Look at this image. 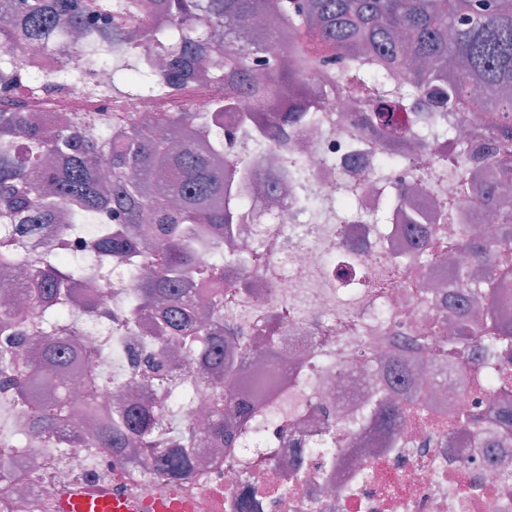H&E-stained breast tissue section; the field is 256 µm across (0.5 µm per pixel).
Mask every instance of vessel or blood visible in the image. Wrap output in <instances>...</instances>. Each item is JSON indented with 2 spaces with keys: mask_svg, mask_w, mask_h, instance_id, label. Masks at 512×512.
Instances as JSON below:
<instances>
[{
  "mask_svg": "<svg viewBox=\"0 0 512 512\" xmlns=\"http://www.w3.org/2000/svg\"><path fill=\"white\" fill-rule=\"evenodd\" d=\"M193 501L181 490L146 498L127 491L79 487L60 496L56 512H194Z\"/></svg>",
  "mask_w": 512,
  "mask_h": 512,
  "instance_id": "b4317fda",
  "label": "vessel or blood"
}]
</instances>
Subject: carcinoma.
<instances>
[{
    "instance_id": "cac0c4a2",
    "label": "carcinoma",
    "mask_w": 512,
    "mask_h": 512,
    "mask_svg": "<svg viewBox=\"0 0 512 512\" xmlns=\"http://www.w3.org/2000/svg\"><path fill=\"white\" fill-rule=\"evenodd\" d=\"M71 34L76 41L62 60L70 80L115 67L112 46L119 45L131 60L124 80L143 94L171 96L192 76L214 88L208 110L216 119L235 112L244 128L254 113H264L261 135L251 143L258 149L340 92L361 98L366 122L391 139L411 130L404 114L416 95L465 118L496 113L485 128L487 139L512 134V0H128L111 14L91 0H0V224L15 225L21 236L60 225L42 265L28 273L37 282L33 305H43L49 325L42 358L25 365L0 359L10 402L29 411L42 434L52 435L70 420L68 400L56 390L45 392L42 384H65L82 356L79 339L62 331L69 298L90 264L120 257L132 265L146 260L143 245L154 244L159 270L140 281L118 321L146 339L176 336L180 346L160 363L135 361L143 382L171 390L194 374L191 363L184 375L173 374L175 359L195 356L219 368L224 334L240 346L256 337L223 325L224 248L237 246L236 224L247 209L226 189L223 138L210 137L189 110L165 112L150 128L136 115L115 112L110 119L97 117L102 137L112 141V157L101 167V143L81 135L78 117L49 125L12 101L14 85L28 80L17 52H52ZM372 60L400 70L407 85L387 88L370 71ZM258 65L261 79L254 76ZM316 67L336 72V81L319 93L303 80ZM463 194L498 212L501 232L493 242L464 236L454 244L459 266L480 265L472 283L451 275L453 286L468 287L469 312L463 318L449 314L458 333L419 336L415 346L458 356L481 349L487 380L506 395L512 385V321L496 315L494 284L512 281V215L499 210L494 188L465 182ZM77 224L109 228L74 246L71 229ZM200 235L216 241L205 270L194 264L193 241ZM17 273V243L2 237L0 276ZM192 280L203 289L199 303L185 288ZM37 319L0 298L6 349L20 343L22 325ZM212 386L214 413L201 437L194 425L179 422L186 404L174 394L170 427L145 405L107 418L92 444L109 452L138 448L158 473L186 478L201 464L192 452L198 440H209L216 452L233 448L255 413L225 383Z\"/></svg>"
}]
</instances>
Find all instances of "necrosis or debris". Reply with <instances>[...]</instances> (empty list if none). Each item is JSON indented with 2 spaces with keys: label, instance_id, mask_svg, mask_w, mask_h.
Returning a JSON list of instances; mask_svg holds the SVG:
<instances>
[{
  "label": "necrosis or debris",
  "instance_id": "1",
  "mask_svg": "<svg viewBox=\"0 0 512 512\" xmlns=\"http://www.w3.org/2000/svg\"><path fill=\"white\" fill-rule=\"evenodd\" d=\"M61 54L27 55L29 80L21 90L26 110L45 117L70 113L132 112L156 117L164 98L135 93L110 96L111 70L87 83L51 92ZM410 137H376L362 104L341 96L327 101L308 125H289L264 152L239 158L224 147L225 161L239 160L242 176L286 184L270 196L243 188L266 224L244 221L238 249L224 261V276L242 291L224 303V317L263 328L268 341L235 351L225 370L235 390L273 419L255 418L236 447L173 482L147 460L130 464L67 434L25 433V412L0 399V512H53L58 496L77 485L158 495L178 487L196 512H512V437L500 438L493 416L499 404L489 390L470 388L464 358L438 359L412 352L392 380L371 374L372 358L388 362L398 344L435 328L448 312V279L454 265L448 243L472 231L489 232L496 218L459 186L473 167L458 146L480 144L485 118L460 121L423 102ZM301 172L284 161L297 149ZM407 157L395 180L417 184L397 201L387 196L375 159ZM430 234L435 255L419 260L420 238ZM401 269L399 287L380 295L367 289L389 258ZM124 260L86 274L77 335L86 356L70 378L76 429L91 435L82 379L112 373L111 389L97 394L100 410L148 404L161 409L163 389L132 378L135 356H160L173 341L146 340L114 321L134 295ZM388 403L399 422L381 425L376 409ZM481 408L477 428L452 423L451 410Z\"/></svg>",
  "mask_w": 512,
  "mask_h": 512
}]
</instances>
